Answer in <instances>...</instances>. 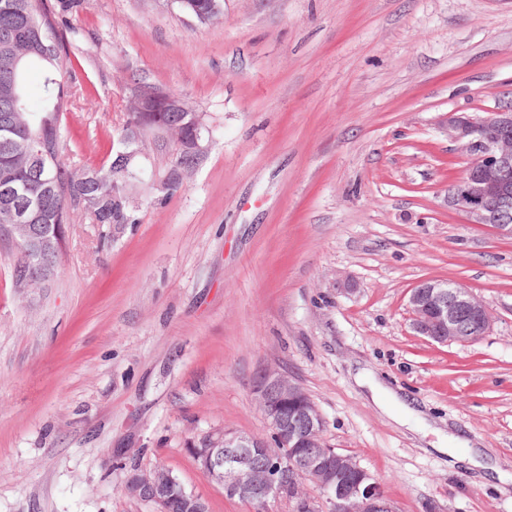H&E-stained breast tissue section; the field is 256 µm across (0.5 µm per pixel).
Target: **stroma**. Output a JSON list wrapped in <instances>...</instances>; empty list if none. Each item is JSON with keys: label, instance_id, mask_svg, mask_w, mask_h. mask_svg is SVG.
<instances>
[{"label": "stroma", "instance_id": "35a3bbf8", "mask_svg": "<svg viewBox=\"0 0 512 512\" xmlns=\"http://www.w3.org/2000/svg\"><path fill=\"white\" fill-rule=\"evenodd\" d=\"M201 24L167 0H81L61 122L67 159L119 150L138 81L213 130L174 195L173 157L137 132L134 224L73 211L57 274L15 287L0 240V512H153L127 468L162 466L209 512H253L187 439L268 427L254 387L305 389L326 443L394 512H512V237L448 202L467 166L444 127L512 104V0H222ZM466 287L489 332L413 329L421 281ZM369 380L424 418L383 412ZM467 449L449 453L450 437Z\"/></svg>", "mask_w": 512, "mask_h": 512}]
</instances>
